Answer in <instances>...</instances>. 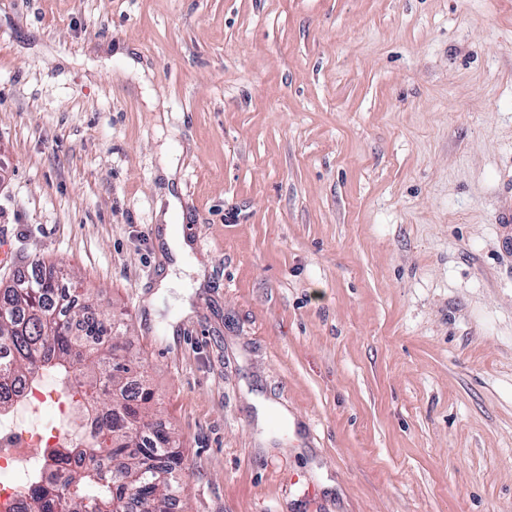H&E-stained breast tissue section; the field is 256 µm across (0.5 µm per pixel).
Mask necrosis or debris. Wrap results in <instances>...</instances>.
Segmentation results:
<instances>
[{"instance_id":"necrosis-or-debris-1","label":"necrosis or debris","mask_w":512,"mask_h":512,"mask_svg":"<svg viewBox=\"0 0 512 512\" xmlns=\"http://www.w3.org/2000/svg\"><path fill=\"white\" fill-rule=\"evenodd\" d=\"M73 390L39 379L0 414V512H25L27 491L53 448L74 447L86 432L72 419Z\"/></svg>"}]
</instances>
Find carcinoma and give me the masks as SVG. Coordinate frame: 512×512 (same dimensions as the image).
Listing matches in <instances>:
<instances>
[{"instance_id": "carcinoma-1", "label": "carcinoma", "mask_w": 512, "mask_h": 512, "mask_svg": "<svg viewBox=\"0 0 512 512\" xmlns=\"http://www.w3.org/2000/svg\"><path fill=\"white\" fill-rule=\"evenodd\" d=\"M62 283L53 267L22 287L0 289V412L9 410L11 384L45 372L73 384L90 401L84 421L91 440L52 452V465L32 484L42 512H173L188 470L179 442L157 421L151 392L133 378L132 362L112 358V346L88 336H110L108 316L58 307Z\"/></svg>"}]
</instances>
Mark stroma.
Wrapping results in <instances>:
<instances>
[{"instance_id":"35a3bbf8","label":"stroma","mask_w":512,"mask_h":512,"mask_svg":"<svg viewBox=\"0 0 512 512\" xmlns=\"http://www.w3.org/2000/svg\"><path fill=\"white\" fill-rule=\"evenodd\" d=\"M507 208L512 0H0V285L123 323L185 512H512Z\"/></svg>"}]
</instances>
